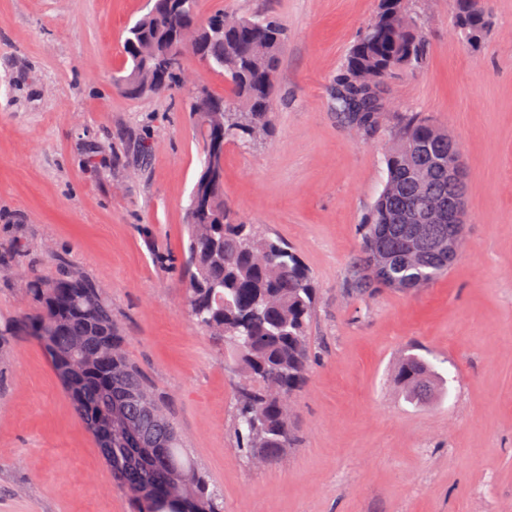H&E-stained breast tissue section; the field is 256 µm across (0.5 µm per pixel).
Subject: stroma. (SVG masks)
<instances>
[{"label": "stroma", "instance_id": "obj_1", "mask_svg": "<svg viewBox=\"0 0 512 512\" xmlns=\"http://www.w3.org/2000/svg\"><path fill=\"white\" fill-rule=\"evenodd\" d=\"M462 42L450 0H415L425 66L387 88L361 138L333 107L344 56L377 0H200L288 30L271 137L224 148L238 218L284 239L317 290L296 441L276 463L237 449L236 384L187 313L185 207L200 169L182 95L130 98L112 77L149 0H0V245L45 275L78 268L112 303L129 358L164 397L224 512H512V0ZM461 145L466 251L426 288L357 294L361 226L403 115ZM0 260V317L26 310ZM411 345L447 396L406 402L392 366ZM0 512H137L76 414L43 345L0 347Z\"/></svg>", "mask_w": 512, "mask_h": 512}]
</instances>
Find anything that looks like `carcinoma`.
<instances>
[{
  "mask_svg": "<svg viewBox=\"0 0 512 512\" xmlns=\"http://www.w3.org/2000/svg\"><path fill=\"white\" fill-rule=\"evenodd\" d=\"M484 36L489 19L483 0H452ZM287 29L275 18L255 20L214 10L201 18L197 0L169 9L166 0L126 30L125 65L118 89L137 98L175 88L186 92L203 158L187 208L184 262L190 317L207 335L224 341V363L244 382L237 398L234 432L250 457L281 459L293 442L292 399L311 361L309 328L315 288L308 268L278 237L238 221L224 197V150L214 152L215 134L248 146L272 128L278 71ZM191 52L224 77L228 91L212 95L222 112H196L198 87H189L184 67L162 70L165 58ZM426 39L410 0H378L373 21L350 48L336 78L334 108L341 121L363 136L380 129L387 84L363 77L421 68ZM387 178L362 233V256L354 266V290L406 291L427 286L459 258L448 251L458 224L429 219L438 206H452L462 186L448 176V131L409 116L395 133L386 156ZM30 311L0 321V341L28 334L44 345L73 408L92 433L112 476L129 491L138 512H221L210 488L183 446L165 402L127 356L112 306L97 285L75 267L45 277L33 269L26 282ZM394 380L407 401L432 398L446 379L424 356L406 350ZM119 405L131 422L123 432L107 429ZM179 483L177 497L168 495Z\"/></svg>",
  "mask_w": 512,
  "mask_h": 512,
  "instance_id": "1",
  "label": "carcinoma"
}]
</instances>
